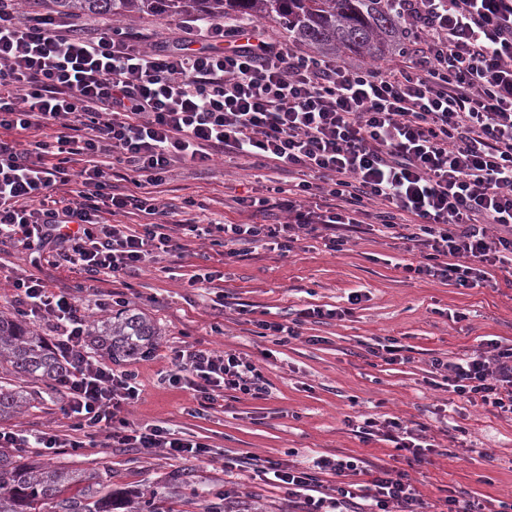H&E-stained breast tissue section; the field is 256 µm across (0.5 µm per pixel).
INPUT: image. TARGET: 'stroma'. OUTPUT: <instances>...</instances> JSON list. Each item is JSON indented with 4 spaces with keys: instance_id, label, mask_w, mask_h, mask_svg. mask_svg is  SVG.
Returning <instances> with one entry per match:
<instances>
[{
    "instance_id": "1",
    "label": "stroma",
    "mask_w": 512,
    "mask_h": 512,
    "mask_svg": "<svg viewBox=\"0 0 512 512\" xmlns=\"http://www.w3.org/2000/svg\"><path fill=\"white\" fill-rule=\"evenodd\" d=\"M287 179V173L254 168L239 158L226 157L205 169L180 163L157 199L163 205L192 198L202 222H236V197L265 193L270 182ZM180 242L176 253L149 259L116 278L98 275L84 289L81 276L55 265L48 251L2 241L0 312L15 314L11 283L31 275L52 290L76 295L91 323L107 318L100 306L107 295L127 299L161 329L147 353L116 361L137 371L142 384L130 420L203 442L211 459H174L161 450L130 448H28L25 457L70 469L94 468L132 491L164 485L175 471L192 468L200 495L175 498L173 512H204L218 491L231 495L242 512H297L277 484L252 471L225 469V460L247 453L285 465L316 455L356 457L406 473L432 503L450 490L466 499L512 502V421L450 392L431 367L432 358L456 359L489 337L512 344L511 285L501 280L462 288L405 278L393 265L406 256L402 242L378 231L353 234L339 253L310 235L289 254L249 247L237 257L190 234ZM203 268L224 271L226 278L189 287L191 276ZM355 290L363 299L352 304L348 297ZM240 304L246 314L237 313ZM315 306L338 308L342 315L305 323L300 337L285 344L260 336L258 321L283 322ZM390 341L408 348L411 362L389 365L369 355V347ZM186 343L246 355L260 369L267 396L226 393L197 407L191 390L163 379L171 348ZM0 386L24 390L29 397L23 412L0 419V427L74 437L58 388L31 382L4 364ZM362 415L426 424L436 448L419 462L388 442L363 440L354 431Z\"/></svg>"
}]
</instances>
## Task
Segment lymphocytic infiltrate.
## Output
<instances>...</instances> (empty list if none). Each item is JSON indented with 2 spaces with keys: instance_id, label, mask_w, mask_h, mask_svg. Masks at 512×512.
<instances>
[{
  "instance_id": "f902f5d3",
  "label": "lymphocytic infiltrate",
  "mask_w": 512,
  "mask_h": 512,
  "mask_svg": "<svg viewBox=\"0 0 512 512\" xmlns=\"http://www.w3.org/2000/svg\"><path fill=\"white\" fill-rule=\"evenodd\" d=\"M392 3L407 33L402 60L353 67L253 21L190 15L176 41L149 44L139 31L83 30L61 12L0 0V129L62 127L54 141L28 148L0 139V240L52 249L56 263L89 277L117 276L178 251L184 229L199 238L222 233L230 256L246 244L290 253L304 234L338 253L372 220L406 230L419 260L405 272L464 288L498 271L512 276V0ZM218 152L294 179L269 196L237 197L250 216L241 224L197 223L189 198L158 204L153 190L175 163L205 167ZM64 154L111 157L131 173L133 192L113 193L95 164L70 176ZM72 181L75 196L56 197ZM131 208L153 223L131 234L104 220ZM275 209L287 222H255ZM13 286L21 316L55 327L68 363L57 385L84 440L209 458L207 444L127 418L141 394L138 375L86 358L77 297L37 278ZM171 364L169 383L186 384L200 402L223 390L264 391L255 364L232 351L188 344L173 348ZM431 365L457 396L512 419V345L487 339L467 357ZM356 431L416 458L429 449L421 429L398 419L367 417ZM247 463L283 486L299 512H428L406 474L355 457L321 456L308 467ZM319 470L336 473L331 492L321 491Z\"/></svg>"
}]
</instances>
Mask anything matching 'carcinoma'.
I'll list each match as a JSON object with an SVG mask.
<instances>
[{
	"mask_svg": "<svg viewBox=\"0 0 512 512\" xmlns=\"http://www.w3.org/2000/svg\"><path fill=\"white\" fill-rule=\"evenodd\" d=\"M57 11L72 17L133 13L170 17L204 14L244 19H279L288 34L319 56L361 53L379 60L405 40V24L385 0H53ZM160 328L131 307L93 324L88 345L112 357H130L150 349ZM22 377L53 383L64 361L25 321L0 315V363ZM27 404L21 391L0 389V417ZM191 486L190 473L178 471L170 484L134 493L112 487V476L95 469L34 465L9 450H0V512H164L172 495ZM77 492L70 495L71 488Z\"/></svg>",
	"mask_w": 512,
	"mask_h": 512,
	"instance_id": "1",
	"label": "carcinoma"
}]
</instances>
